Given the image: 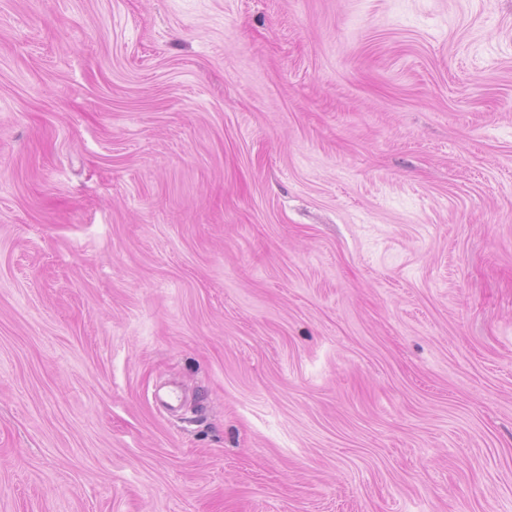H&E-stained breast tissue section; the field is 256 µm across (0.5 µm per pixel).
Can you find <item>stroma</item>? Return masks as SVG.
Returning <instances> with one entry per match:
<instances>
[{"mask_svg":"<svg viewBox=\"0 0 512 512\" xmlns=\"http://www.w3.org/2000/svg\"><path fill=\"white\" fill-rule=\"evenodd\" d=\"M0 512H512V0H0Z\"/></svg>","mask_w":512,"mask_h":512,"instance_id":"35a3bbf8","label":"stroma"}]
</instances>
